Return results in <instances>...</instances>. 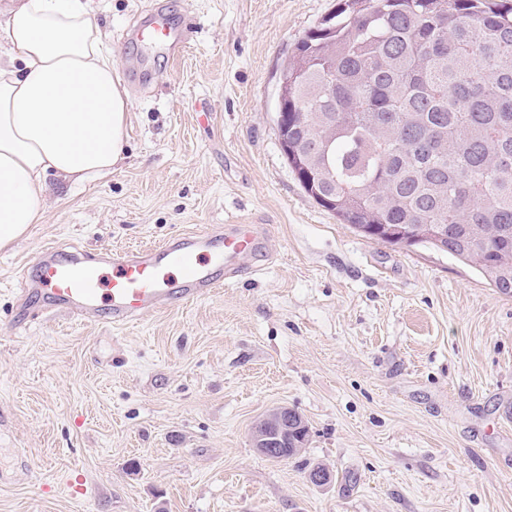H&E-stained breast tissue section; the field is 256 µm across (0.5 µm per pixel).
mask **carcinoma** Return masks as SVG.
Instances as JSON below:
<instances>
[{"label":"carcinoma","mask_w":512,"mask_h":512,"mask_svg":"<svg viewBox=\"0 0 512 512\" xmlns=\"http://www.w3.org/2000/svg\"><path fill=\"white\" fill-rule=\"evenodd\" d=\"M283 76L288 166L320 206L408 224L512 296V0H340Z\"/></svg>","instance_id":"cac0c4a2"}]
</instances>
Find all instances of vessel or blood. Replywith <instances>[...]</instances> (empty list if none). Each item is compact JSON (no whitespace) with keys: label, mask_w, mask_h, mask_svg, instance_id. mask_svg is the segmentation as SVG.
I'll list each match as a JSON object with an SVG mask.
<instances>
[{"label":"vessel or blood","mask_w":512,"mask_h":512,"mask_svg":"<svg viewBox=\"0 0 512 512\" xmlns=\"http://www.w3.org/2000/svg\"><path fill=\"white\" fill-rule=\"evenodd\" d=\"M136 36L174 57L188 46L189 26L157 5ZM259 245L257 225L211 224L131 250L90 254L48 247L32 261L35 278L20 283L23 293L42 299L44 310L120 327L211 296L239 276Z\"/></svg>","instance_id":"1"}]
</instances>
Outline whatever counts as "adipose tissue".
I'll return each instance as SVG.
<instances>
[{
  "mask_svg": "<svg viewBox=\"0 0 512 512\" xmlns=\"http://www.w3.org/2000/svg\"><path fill=\"white\" fill-rule=\"evenodd\" d=\"M128 112L93 0H0V249L42 223L49 177L122 163Z\"/></svg>",
  "mask_w": 512,
  "mask_h": 512,
  "instance_id": "adipose-tissue-1",
  "label": "adipose tissue"
}]
</instances>
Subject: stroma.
I'll use <instances>...</instances> for the list:
<instances>
[{
    "label": "stroma",
    "instance_id": "35a3bbf8",
    "mask_svg": "<svg viewBox=\"0 0 512 512\" xmlns=\"http://www.w3.org/2000/svg\"><path fill=\"white\" fill-rule=\"evenodd\" d=\"M156 2L95 0L129 94L124 162L49 178L43 222L0 250V512H512V297L362 237L281 151V66L336 0H164L193 24L175 60L130 33ZM237 222L264 234L260 272L120 328L18 291L48 246ZM277 407L310 430L282 462L250 437Z\"/></svg>",
    "mask_w": 512,
    "mask_h": 512
}]
</instances>
